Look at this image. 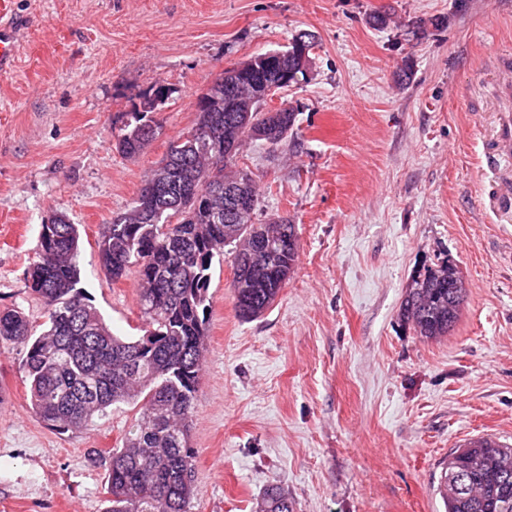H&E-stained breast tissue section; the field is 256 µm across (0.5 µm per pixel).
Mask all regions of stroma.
Segmentation results:
<instances>
[{
  "instance_id": "obj_1",
  "label": "stroma",
  "mask_w": 512,
  "mask_h": 512,
  "mask_svg": "<svg viewBox=\"0 0 512 512\" xmlns=\"http://www.w3.org/2000/svg\"><path fill=\"white\" fill-rule=\"evenodd\" d=\"M19 51L0 72V309L33 325L26 286L42 222L80 231L81 285L113 333L138 336L134 275L109 280L100 227L124 212L194 101L224 69L315 47L276 148L246 141L255 222L297 226L275 303L237 317L233 254L215 265L190 445L191 512H255L280 486L295 512H440V464L468 440L512 444V0H5ZM386 18L376 25L375 15ZM167 96L133 159L116 138ZM468 284L448 336L402 321L412 276L441 258ZM17 347L0 346V512H104L105 460L133 421L111 407L58 433L28 409Z\"/></svg>"
}]
</instances>
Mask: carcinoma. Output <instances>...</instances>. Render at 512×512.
Instances as JSON below:
<instances>
[{"mask_svg":"<svg viewBox=\"0 0 512 512\" xmlns=\"http://www.w3.org/2000/svg\"><path fill=\"white\" fill-rule=\"evenodd\" d=\"M313 37L295 38L283 70L306 76L305 54ZM233 97L203 90L196 98L194 127L169 144L143 181L130 207L103 225L100 264L116 281L134 268L145 334L112 333L80 287V235L63 215L41 224L40 248L26 271L28 288L46 310L34 330L16 309L0 310V345L21 347L19 367L29 386L31 413L61 432L87 427L119 404L139 406L122 447L106 461L105 512H190L196 495V452L188 444L204 361L208 290L212 268L234 246L230 284L236 315L261 316L288 284L297 259V232L280 216L254 222L258 181L237 166L240 147L265 129L291 135L296 110L270 116L256 99L254 78L234 71ZM156 102L144 95L134 123L117 136L126 157L139 155L157 127L148 114ZM244 185L249 206L231 215L224 190ZM461 272L450 259L413 277L401 316L418 336L436 340L457 323L463 298ZM435 494L443 512H512V446L476 438L448 454ZM256 512H294L288 493L266 489Z\"/></svg>","mask_w":512,"mask_h":512,"instance_id":"1","label":"carcinoma"}]
</instances>
